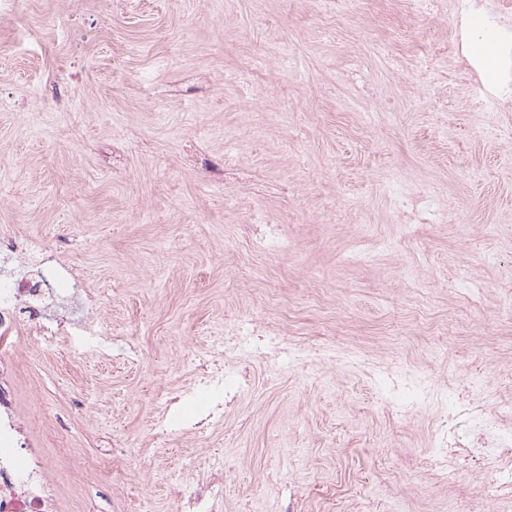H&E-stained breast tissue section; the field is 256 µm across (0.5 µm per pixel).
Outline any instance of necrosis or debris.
Listing matches in <instances>:
<instances>
[{
  "label": "necrosis or debris",
  "instance_id": "1",
  "mask_svg": "<svg viewBox=\"0 0 512 512\" xmlns=\"http://www.w3.org/2000/svg\"><path fill=\"white\" fill-rule=\"evenodd\" d=\"M489 41L493 60H486L475 45ZM448 51L462 63L463 76L474 94L473 111H502L512 106V0H457ZM13 247L0 240V512H57L44 491L46 461L40 449L19 453L18 429L11 408L9 382L16 372L12 348L21 337L77 335V322H62L48 312L50 291L43 288L42 263L30 260L22 275L12 271ZM225 350L243 348L261 355L272 364L305 367L330 358L340 367L360 368L383 389L385 406L399 419L409 422L426 411L434 399L447 401L431 434L425 453L412 456L414 468L436 488H448L457 502L489 499L500 507L512 506V401L489 393L481 382L467 390L450 393L447 386L430 387L418 380L408 365L390 354L373 361L357 357L352 348L326 349L309 340L281 336L277 346H268L261 325L251 322L237 327L226 338ZM241 381L232 366L218 370L201 362L195 386L166 399L156 416L145 454L154 457V447L171 432L172 417L192 401L198 389L210 394L207 414L193 427L205 431L219 422L226 406L232 405ZM474 468L478 484L467 487L457 482L458 474ZM197 489L187 500L176 501L177 512H215L214 502L224 492L221 472L196 475Z\"/></svg>",
  "mask_w": 512,
  "mask_h": 512
}]
</instances>
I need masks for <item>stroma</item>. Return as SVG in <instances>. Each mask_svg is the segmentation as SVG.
<instances>
[{"instance_id":"obj_1","label":"stroma","mask_w":512,"mask_h":512,"mask_svg":"<svg viewBox=\"0 0 512 512\" xmlns=\"http://www.w3.org/2000/svg\"><path fill=\"white\" fill-rule=\"evenodd\" d=\"M450 20L393 0L342 18L311 0H28L0 16V232L18 262L55 260L53 317L91 324L67 363L51 343L15 349L18 413L68 512H174L170 489L212 466L218 512H385L379 487L402 512L428 497L448 512L386 445L403 431L426 449L436 409L403 426L361 370L328 361L271 373L240 356L248 385L214 438L187 406L153 464L141 446L194 355L223 356L219 336L251 317L512 397V144L490 132L512 112L470 111L463 87L434 101L458 73ZM67 56L73 81L55 71ZM397 177L432 201L429 224L353 261L352 236H398Z\"/></svg>"}]
</instances>
